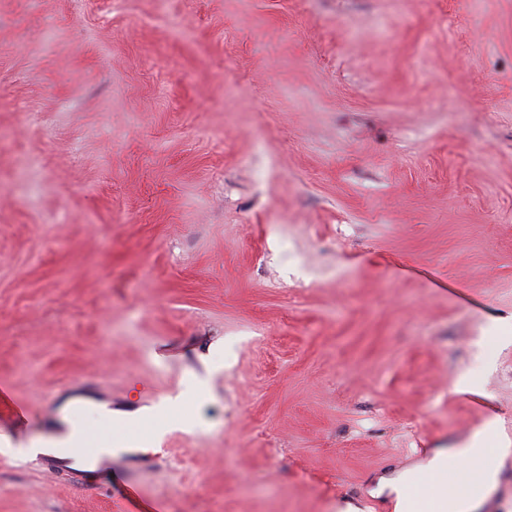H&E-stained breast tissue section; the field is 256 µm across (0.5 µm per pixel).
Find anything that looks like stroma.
<instances>
[{"label": "stroma", "instance_id": "stroma-1", "mask_svg": "<svg viewBox=\"0 0 512 512\" xmlns=\"http://www.w3.org/2000/svg\"><path fill=\"white\" fill-rule=\"evenodd\" d=\"M0 387V512H111L75 425L136 512L512 440V0H0Z\"/></svg>", "mask_w": 512, "mask_h": 512}]
</instances>
